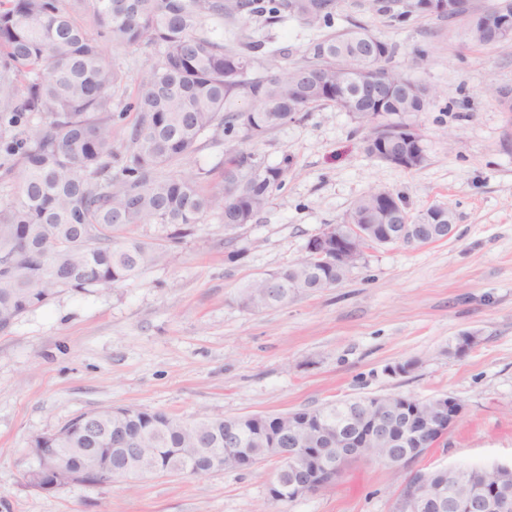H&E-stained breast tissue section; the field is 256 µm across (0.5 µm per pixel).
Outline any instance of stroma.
I'll use <instances>...</instances> for the list:
<instances>
[{
    "label": "stroma",
    "instance_id": "obj_1",
    "mask_svg": "<svg viewBox=\"0 0 512 512\" xmlns=\"http://www.w3.org/2000/svg\"><path fill=\"white\" fill-rule=\"evenodd\" d=\"M356 22L393 46V69L436 93L414 118L425 162L404 169L367 154L368 127L330 104L260 139L204 133L172 175L214 192L226 161L246 152L286 165L282 184L252 224L226 226L211 213L173 244L166 226H136L135 237L169 244L170 261L115 287L58 291L0 333V499L10 512H392L406 472L356 461L332 487L288 502L269 497L273 460L198 478L26 487L31 439L110 406L224 418L448 395L462 415L409 469L512 466V112L498 99L512 91V54L470 43L466 16L401 22L365 0H342L333 29ZM214 28L231 45L263 42L262 71L299 64L320 35L259 16ZM102 51L126 74L118 101H131L154 49ZM376 187L413 216L451 210L453 234L371 247L334 288L259 311L241 305L249 280L296 261L309 238ZM465 332L479 342L459 357L452 349ZM405 362L410 370L396 372Z\"/></svg>",
    "mask_w": 512,
    "mask_h": 512
}]
</instances>
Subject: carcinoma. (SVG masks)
<instances>
[{"label": "carcinoma", "instance_id": "obj_1", "mask_svg": "<svg viewBox=\"0 0 512 512\" xmlns=\"http://www.w3.org/2000/svg\"><path fill=\"white\" fill-rule=\"evenodd\" d=\"M97 35L71 14L63 0H0V112L12 126H25L23 138H0V164L22 168L18 195L0 202V331L46 303L58 290L114 287L142 270L165 262L168 249L131 234L139 224L174 227L182 237L204 216L222 224H251L268 204L285 169L261 166L240 153L224 167L223 185L203 191L194 180L164 173L195 149L206 132L228 134L237 128L260 139L296 115L333 104L359 117L426 110L432 91L392 71L393 48L367 26L330 32L310 42L304 62L286 72L255 73L264 44L236 46L215 38L209 22L246 21L264 16L271 24L297 19L313 28H329L339 0H83ZM419 16L454 19L448 0H419ZM508 18L512 0L478 11L467 29L470 42L501 47L512 31L487 26ZM127 49L159 48L158 59L138 84L130 109L137 118L124 152L114 148V97L125 73L102 55L97 38ZM246 93L249 107L234 99ZM387 146L403 148L402 121L383 120ZM119 173L112 174V167ZM347 278V271L302 257L243 286L241 304L261 310L305 293L321 292ZM359 409L348 400L312 411L332 427H343ZM288 415L212 419L201 415L193 426L161 410L122 407L81 413L58 429L45 447L65 464L82 471L80 483L97 486L100 473L82 469L81 449L90 448L112 465L113 481H127L124 449L166 475L207 474L206 462L224 439L236 435L240 448L260 462L268 460L263 437ZM306 457L293 465L279 462L273 482L282 485L279 501L291 500L287 487Z\"/></svg>", "mask_w": 512, "mask_h": 512}]
</instances>
